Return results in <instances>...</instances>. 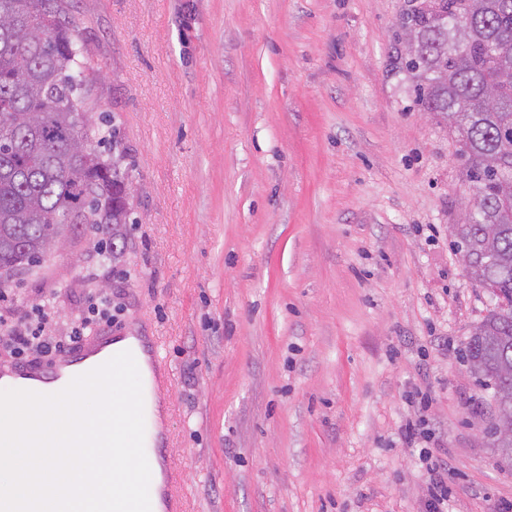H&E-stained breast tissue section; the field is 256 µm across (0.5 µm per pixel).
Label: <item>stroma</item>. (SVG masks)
<instances>
[{
  "label": "stroma",
  "instance_id": "stroma-1",
  "mask_svg": "<svg viewBox=\"0 0 512 512\" xmlns=\"http://www.w3.org/2000/svg\"><path fill=\"white\" fill-rule=\"evenodd\" d=\"M116 116L135 223L5 278L89 291L152 336L184 512H448L512 502L489 397L462 350L493 306L454 227L473 195L455 138L416 104L405 0H70ZM414 422L416 443L402 429ZM427 467L430 470H441L447 474V481L444 477L435 480L428 488V512H446L444 505H448V464L443 463L432 455L427 456Z\"/></svg>",
  "mask_w": 512,
  "mask_h": 512
}]
</instances>
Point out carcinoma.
<instances>
[{"mask_svg":"<svg viewBox=\"0 0 512 512\" xmlns=\"http://www.w3.org/2000/svg\"><path fill=\"white\" fill-rule=\"evenodd\" d=\"M403 68L467 164L457 250L494 300L464 347L491 390L488 435L512 462V0H407ZM69 0H0V271H32L74 235L112 258L134 223L115 120L88 118L96 82Z\"/></svg>","mask_w":512,"mask_h":512,"instance_id":"cac0c4a2","label":"carcinoma"}]
</instances>
